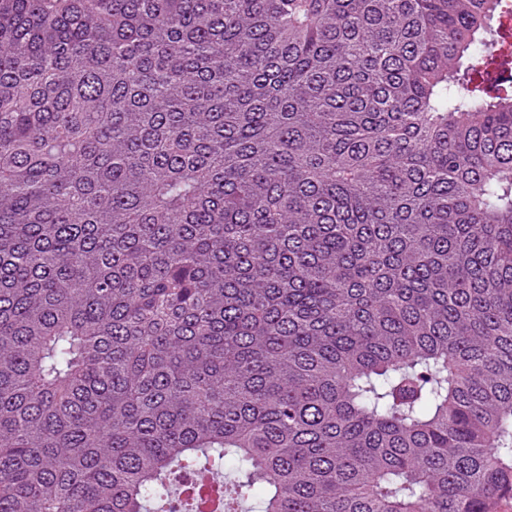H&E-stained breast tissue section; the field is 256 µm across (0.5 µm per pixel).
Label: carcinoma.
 I'll use <instances>...</instances> for the list:
<instances>
[{
  "mask_svg": "<svg viewBox=\"0 0 512 512\" xmlns=\"http://www.w3.org/2000/svg\"><path fill=\"white\" fill-rule=\"evenodd\" d=\"M512 0H0V512L512 500Z\"/></svg>",
  "mask_w": 512,
  "mask_h": 512,
  "instance_id": "1",
  "label": "carcinoma"
}]
</instances>
